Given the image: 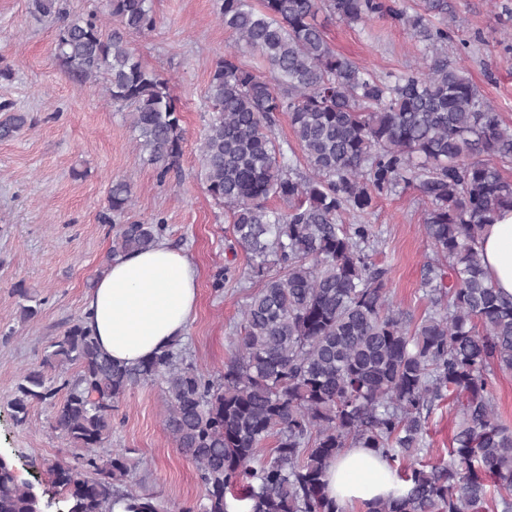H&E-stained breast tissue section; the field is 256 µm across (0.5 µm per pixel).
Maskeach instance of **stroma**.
Masks as SVG:
<instances>
[{"instance_id": "1", "label": "stroma", "mask_w": 512, "mask_h": 512, "mask_svg": "<svg viewBox=\"0 0 512 512\" xmlns=\"http://www.w3.org/2000/svg\"><path fill=\"white\" fill-rule=\"evenodd\" d=\"M31 0H0V123L23 112L29 125L0 139V453L9 456L24 481L32 483L54 512H65L68 491L54 467L83 450L55 431V407L30 401L17 422L13 401L24 375L42 372L59 386L75 364L43 369L49 346L84 315L87 298L107 270L115 233L103 215L108 191L126 181L133 195L126 221L162 218L165 238L195 264L199 279L196 315L181 344L207 374L222 370L232 349L240 310L254 286L247 259L233 245L222 206L207 194L200 177L199 147L211 116L207 87L216 60L233 38L219 18L218 0H154L157 26L133 38L148 67L169 79L183 109L186 130L178 169L159 177L135 147L127 110L113 106L101 85L80 84L54 54L59 23L30 12ZM469 42L465 54L449 48L501 118L512 124V0H448ZM336 51L377 74L415 67L420 48L409 30L387 18L349 26L327 24ZM415 189L382 196L364 218L377 235L373 259L387 268L394 300L421 317L428 301L423 269L433 254ZM236 276L225 280V268ZM34 316L22 319L23 307ZM167 398L161 384L136 386L112 419V434L96 451L104 457L123 449L131 465L120 489L150 496L162 512H182L205 491L191 460L164 430ZM456 403L436 408L426 438L431 461L448 458L458 428Z\"/></svg>"}]
</instances>
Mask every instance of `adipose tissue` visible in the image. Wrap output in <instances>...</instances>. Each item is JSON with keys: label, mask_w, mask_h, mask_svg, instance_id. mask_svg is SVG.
Wrapping results in <instances>:
<instances>
[{"label": "adipose tissue", "mask_w": 512, "mask_h": 512, "mask_svg": "<svg viewBox=\"0 0 512 512\" xmlns=\"http://www.w3.org/2000/svg\"><path fill=\"white\" fill-rule=\"evenodd\" d=\"M481 251L493 286L512 295V211L487 225ZM197 298L194 264L161 240L111 263L87 300L83 325L114 361L131 366L186 336ZM325 483L346 508L389 496L396 476L372 449L350 448L333 460Z\"/></svg>", "instance_id": "1"}]
</instances>
